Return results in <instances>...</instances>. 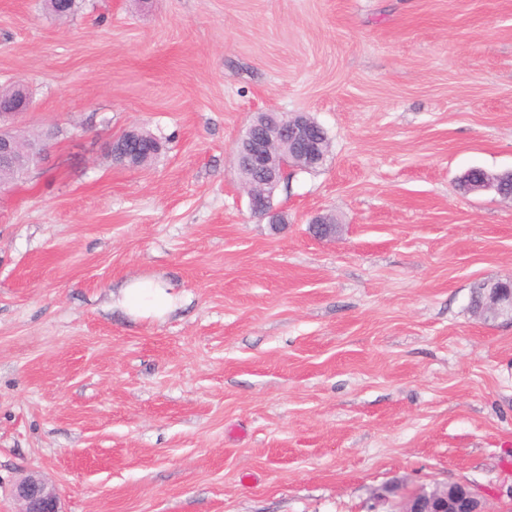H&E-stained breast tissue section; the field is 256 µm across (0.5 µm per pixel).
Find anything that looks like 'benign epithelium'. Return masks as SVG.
Here are the masks:
<instances>
[{
	"instance_id": "obj_1",
	"label": "benign epithelium",
	"mask_w": 512,
	"mask_h": 512,
	"mask_svg": "<svg viewBox=\"0 0 512 512\" xmlns=\"http://www.w3.org/2000/svg\"><path fill=\"white\" fill-rule=\"evenodd\" d=\"M14 93L21 99L20 107L0 111V168L20 176L41 159L44 146L23 143L17 138L15 120L30 110L31 97L21 84L14 88ZM318 134L319 124L303 113L288 116L266 112L249 126L237 144L236 159L238 171L257 174L258 185L248 194L254 215L269 219L271 224L282 223L273 207L274 192L288 166H318L323 162V140ZM484 288L487 301L483 318L512 322V280L487 281ZM387 494L400 497V512H487L478 492L461 483L429 490L422 487L410 494L394 486ZM14 496L20 503V512H61L56 490L36 472L26 474L16 483Z\"/></svg>"
}]
</instances>
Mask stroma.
Masks as SVG:
<instances>
[{"label": "stroma", "mask_w": 512, "mask_h": 512, "mask_svg": "<svg viewBox=\"0 0 512 512\" xmlns=\"http://www.w3.org/2000/svg\"><path fill=\"white\" fill-rule=\"evenodd\" d=\"M40 164L0 188V512H372L386 487L512 503V0H0V89ZM330 139L280 224L234 167L256 113ZM165 143L112 162L132 127ZM334 214L336 236L310 229ZM164 313L129 312L134 281ZM487 301L483 318L496 321L500 318L512 322V280L485 281ZM159 285L148 281H137L126 287V300L135 307L166 305L169 299L159 290ZM20 512H62L56 490L38 473L30 472L15 485Z\"/></svg>", "instance_id": "35a3bbf8"}]
</instances>
